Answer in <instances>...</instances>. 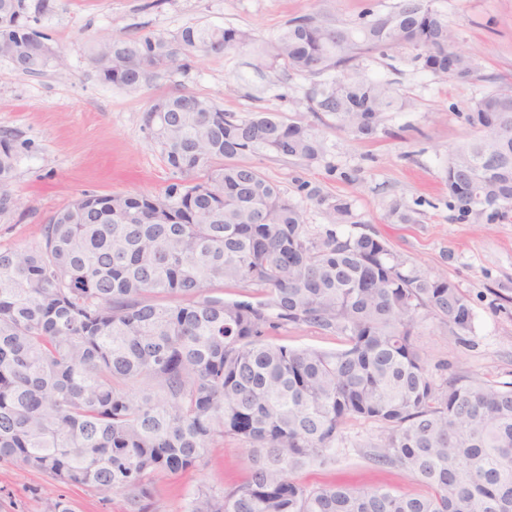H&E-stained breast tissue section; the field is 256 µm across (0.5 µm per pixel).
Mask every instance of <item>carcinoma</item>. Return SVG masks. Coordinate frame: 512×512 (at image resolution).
<instances>
[{"label": "carcinoma", "instance_id": "1", "mask_svg": "<svg viewBox=\"0 0 512 512\" xmlns=\"http://www.w3.org/2000/svg\"><path fill=\"white\" fill-rule=\"evenodd\" d=\"M25 0H0V57L39 74L59 60L22 22ZM250 36L189 25L171 40L96 45L91 64L128 92L220 55ZM434 0H395L353 21L303 16L260 54L310 79L308 111L360 137L402 109L391 84L355 66L393 48L439 78L473 80L472 56L451 49ZM145 111L174 173L161 196L83 193L57 211L35 246L0 247V464L92 488L126 512H157L154 483L208 464L226 436L249 445L251 468L230 490L199 487L184 512H512V386L455 378L437 388L414 342L429 316L458 332L468 298L446 278L406 271L375 234L309 238L299 205L238 158L259 151L308 165L324 145L313 125L272 112L237 117L187 92ZM478 135L448 153V195L459 215L503 217L512 200V88L474 99ZM23 145L0 130V217ZM332 223L350 204L329 201ZM215 282L255 286L265 299L226 302ZM305 323L344 337L320 351L264 342ZM386 426L375 461L406 470L415 494L341 484L310 487L293 474L327 464L340 423Z\"/></svg>", "mask_w": 512, "mask_h": 512}]
</instances>
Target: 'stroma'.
Wrapping results in <instances>:
<instances>
[{"instance_id": "1", "label": "stroma", "mask_w": 512, "mask_h": 512, "mask_svg": "<svg viewBox=\"0 0 512 512\" xmlns=\"http://www.w3.org/2000/svg\"><path fill=\"white\" fill-rule=\"evenodd\" d=\"M392 0H26L28 24L48 36L63 64L38 75L17 71L0 58V130L26 143L12 182L17 205L0 218V246H33L56 211L81 193H163L176 176L143 123L146 108L176 92L208 99L245 117L276 112L312 121L305 99L308 80L261 63L260 47L288 21L320 15L354 20L365 10H384ZM448 17L455 49L471 53L476 77L467 83L441 80L413 62V52L361 58L370 77L391 82L403 101L384 115L378 133L358 138L333 122L318 124L323 157L313 165L268 152L245 161L276 183L301 208L309 237L335 229L339 239L362 233L384 239L405 268L445 278L470 301L471 329L464 335L427 318L414 338L435 386L467 377L502 386L512 382V212L494 220L459 219L449 206L444 168L448 151L476 135L460 114L482 92L512 84V0H435ZM206 24L247 32L251 43L223 55H197L188 68L154 79L130 93L104 82L90 62L102 40L152 35L167 40L184 27ZM348 201L345 223L330 225L323 206L306 188ZM413 209L399 223L395 205ZM265 340L290 348L342 349L341 336L306 324L271 330ZM382 424L349 418L338 430L333 461L312 465L296 477L310 486L346 481L422 492L400 467L376 464L372 456ZM249 459L244 442L225 438L206 467L161 477L158 512H184L189 493L202 485L232 489L241 484ZM41 473L0 464V512H43L35 489H49Z\"/></svg>"}]
</instances>
